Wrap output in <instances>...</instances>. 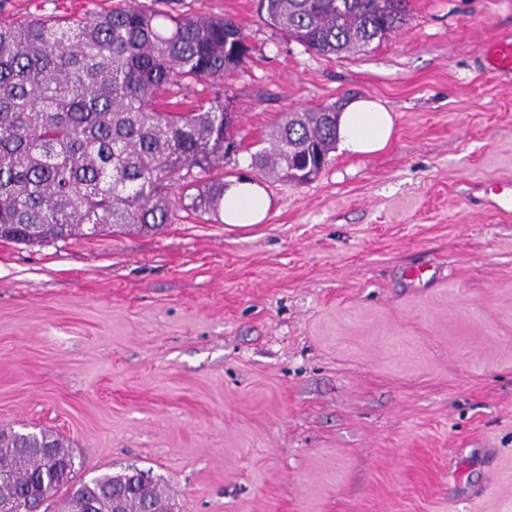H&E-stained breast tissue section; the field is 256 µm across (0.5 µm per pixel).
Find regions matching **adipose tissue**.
I'll return each instance as SVG.
<instances>
[{
    "label": "adipose tissue",
    "mask_w": 512,
    "mask_h": 512,
    "mask_svg": "<svg viewBox=\"0 0 512 512\" xmlns=\"http://www.w3.org/2000/svg\"><path fill=\"white\" fill-rule=\"evenodd\" d=\"M394 116L383 103L366 97L345 102L336 119L341 152L370 155L383 150L394 133ZM270 206L265 188L249 177L228 180L224 187V221L245 227L264 220Z\"/></svg>",
    "instance_id": "adipose-tissue-1"
}]
</instances>
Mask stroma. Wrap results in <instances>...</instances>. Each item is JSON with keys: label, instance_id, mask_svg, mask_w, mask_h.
<instances>
[{"label": "stroma", "instance_id": "35a3bbf8", "mask_svg": "<svg viewBox=\"0 0 512 512\" xmlns=\"http://www.w3.org/2000/svg\"><path fill=\"white\" fill-rule=\"evenodd\" d=\"M232 19L249 59L190 101L234 97L260 180L247 227L179 213L160 230L0 240V428L53 431L87 474L151 472L182 512H512V73L483 50L512 0H411L359 55L264 25L255 0H143ZM124 0H0V19ZM361 96L395 117L373 155L312 180L252 156L283 113ZM480 188L492 210L505 215L512 213L511 180H486L480 184Z\"/></svg>", "mask_w": 512, "mask_h": 512}]
</instances>
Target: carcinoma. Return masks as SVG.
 Wrapping results in <instances>:
<instances>
[{"label":"carcinoma","mask_w":512,"mask_h":512,"mask_svg":"<svg viewBox=\"0 0 512 512\" xmlns=\"http://www.w3.org/2000/svg\"><path fill=\"white\" fill-rule=\"evenodd\" d=\"M410 0H257L267 26L319 54H362L397 31ZM231 19L173 16L129 0L80 18L0 23V239L37 243L154 230L185 211L220 217L221 164L238 149L217 97L189 107L178 90L220 81L249 57ZM336 108L289 112L254 155L296 183L327 165ZM58 435L0 430V503L17 512H174L140 471L76 479Z\"/></svg>","instance_id":"1"}]
</instances>
